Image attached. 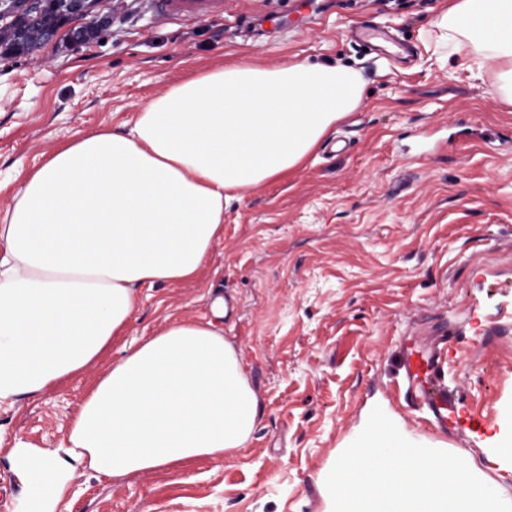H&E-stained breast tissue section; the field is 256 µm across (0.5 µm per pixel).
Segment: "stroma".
I'll list each match as a JSON object with an SVG mask.
<instances>
[{
	"label": "stroma",
	"mask_w": 512,
	"mask_h": 512,
	"mask_svg": "<svg viewBox=\"0 0 512 512\" xmlns=\"http://www.w3.org/2000/svg\"><path fill=\"white\" fill-rule=\"evenodd\" d=\"M320 3L305 30L284 32L265 17H287L288 0H224L195 22L160 18L153 0H112L111 22L80 50L57 38L0 55V215L61 144L133 122L200 69L334 61L366 89L301 168L225 204L224 236L196 278L140 288L124 336L95 365L0 409V512L21 499L14 442L67 443L124 346L207 320L257 396L247 447L121 478L76 470L58 512H325L327 474L376 406L512 502V459L499 453L512 440V104L498 66L467 39L442 54L432 20L448 0ZM373 21L415 46L410 63L347 39L348 26ZM430 336L448 339L438 372L458 398L444 426L405 394V353Z\"/></svg>",
	"instance_id": "stroma-1"
}]
</instances>
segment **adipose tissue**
Segmentation results:
<instances>
[{
  "label": "adipose tissue",
  "instance_id": "ef3b65f1",
  "mask_svg": "<svg viewBox=\"0 0 512 512\" xmlns=\"http://www.w3.org/2000/svg\"><path fill=\"white\" fill-rule=\"evenodd\" d=\"M437 25L486 45L512 102V0H453ZM363 87L339 63L233 62L151 97L130 131L96 129L30 170L0 221V405L93 365L140 287L196 276L225 202L303 165ZM257 413L213 323L169 325L98 380L67 446L11 448L20 512H56L79 466L119 478L246 447Z\"/></svg>",
  "mask_w": 512,
  "mask_h": 512
}]
</instances>
